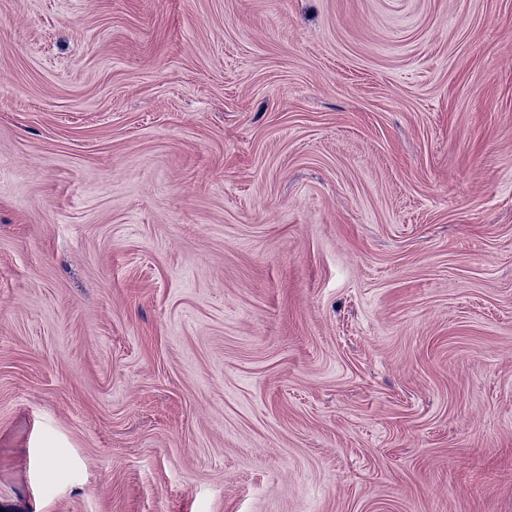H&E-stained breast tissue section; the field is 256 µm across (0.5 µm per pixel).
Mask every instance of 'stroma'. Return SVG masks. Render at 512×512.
I'll list each match as a JSON object with an SVG mask.
<instances>
[{
  "label": "stroma",
  "mask_w": 512,
  "mask_h": 512,
  "mask_svg": "<svg viewBox=\"0 0 512 512\" xmlns=\"http://www.w3.org/2000/svg\"><path fill=\"white\" fill-rule=\"evenodd\" d=\"M0 512H512V0H0Z\"/></svg>",
  "instance_id": "stroma-1"
}]
</instances>
